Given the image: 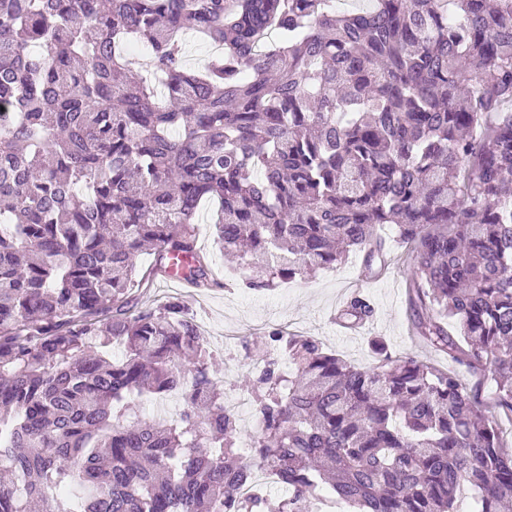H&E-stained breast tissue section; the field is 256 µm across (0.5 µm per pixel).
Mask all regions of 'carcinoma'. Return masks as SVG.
Listing matches in <instances>:
<instances>
[{"instance_id": "carcinoma-1", "label": "carcinoma", "mask_w": 512, "mask_h": 512, "mask_svg": "<svg viewBox=\"0 0 512 512\" xmlns=\"http://www.w3.org/2000/svg\"><path fill=\"white\" fill-rule=\"evenodd\" d=\"M194 34L219 51L186 65ZM264 292L409 245L412 329L512 418V0H0V512H500L512 448L459 376L273 328L249 454L194 312L136 258ZM347 299L352 327L372 317ZM288 363L283 370L282 363ZM177 392L143 419L132 399ZM270 473L286 494L252 484ZM456 370L459 372L462 379L467 383L468 387L479 394L480 399L487 405H492L495 397L496 385L491 378V375L486 374L485 376L474 375L465 370L463 367H457Z\"/></svg>"}]
</instances>
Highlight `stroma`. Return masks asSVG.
<instances>
[{"label":"stroma","mask_w":512,"mask_h":512,"mask_svg":"<svg viewBox=\"0 0 512 512\" xmlns=\"http://www.w3.org/2000/svg\"><path fill=\"white\" fill-rule=\"evenodd\" d=\"M211 217V206L203 205L197 221L198 245L212 261L214 285L193 289L160 276L150 281L147 296L157 302L180 298L196 313L217 355L211 363L216 379L243 382L264 357L265 333L272 327L315 337L326 349L360 367L372 364L369 340L379 336L394 353L448 368L447 356L426 349L412 332L406 296L412 261L409 247L399 240L394 225L380 229L390 247V264L383 275L363 272L360 257L353 253L337 267L260 294L242 286L247 267L225 258L215 246ZM355 294L370 302L373 317L361 329L350 330L337 323L336 312Z\"/></svg>","instance_id":"obj_1"}]
</instances>
